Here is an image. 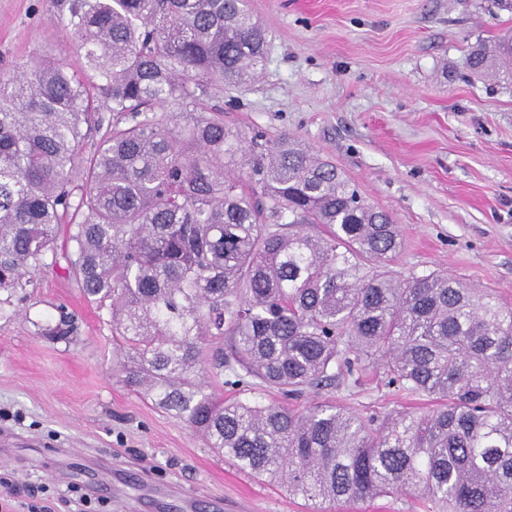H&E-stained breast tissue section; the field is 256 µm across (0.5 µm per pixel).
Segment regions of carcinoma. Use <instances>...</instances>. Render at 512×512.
Segmentation results:
<instances>
[{"label": "carcinoma", "mask_w": 512, "mask_h": 512, "mask_svg": "<svg viewBox=\"0 0 512 512\" xmlns=\"http://www.w3.org/2000/svg\"><path fill=\"white\" fill-rule=\"evenodd\" d=\"M46 10L103 103L58 59L0 71V319L57 264L65 224L67 270L109 305L126 382L240 469L314 512L397 494L431 512H512V307L446 274H394L398 226L336 165L224 125L210 89L257 77L267 54L245 0ZM464 67L512 72V34ZM370 364L432 409L298 412L226 403L201 381L227 370L296 395Z\"/></svg>", "instance_id": "1"}]
</instances>
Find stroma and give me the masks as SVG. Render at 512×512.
Here are the masks:
<instances>
[{"label":"stroma","mask_w":512,"mask_h":512,"mask_svg":"<svg viewBox=\"0 0 512 512\" xmlns=\"http://www.w3.org/2000/svg\"><path fill=\"white\" fill-rule=\"evenodd\" d=\"M269 31L262 73L212 89L224 121L268 140L288 135L342 169L399 225V275L437 271L512 305V81L469 74L472 46L512 28L493 0H247ZM38 55L79 66L43 0H0V68ZM18 313L0 319V512H123L94 473H139L134 512H164L144 488L179 489L205 512H312L286 487L225 463L204 439L144 399L116 363L107 307L58 261ZM69 340L49 336L61 314ZM363 416L420 413L430 401L388 385L380 366L293 400ZM77 478L55 482L52 472Z\"/></svg>","instance_id":"stroma-1"}]
</instances>
